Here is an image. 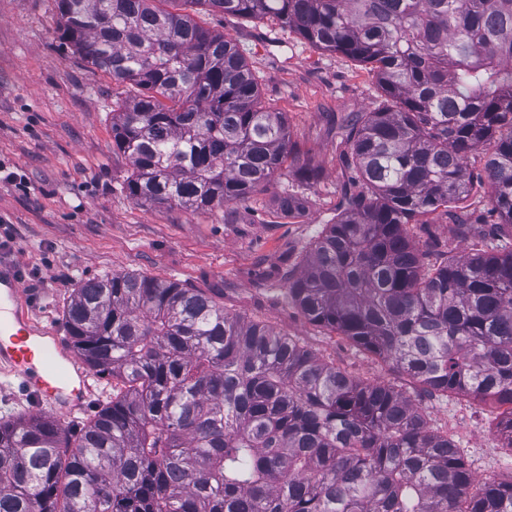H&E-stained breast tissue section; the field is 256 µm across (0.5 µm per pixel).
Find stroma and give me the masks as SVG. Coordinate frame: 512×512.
I'll return each instance as SVG.
<instances>
[{
  "label": "stroma",
  "instance_id": "stroma-1",
  "mask_svg": "<svg viewBox=\"0 0 512 512\" xmlns=\"http://www.w3.org/2000/svg\"><path fill=\"white\" fill-rule=\"evenodd\" d=\"M195 19L235 40L259 77L263 105L285 112L299 148L236 224L220 210L136 204L123 187L128 162L112 149V111L124 87L61 38L55 0H0V261L18 268L24 306L41 325L61 330L85 281L125 272L171 279L296 337L356 378L410 389L388 364L310 325L277 281L285 269L301 272L323 225L345 210L344 187L357 172L337 130L351 113L374 108L379 90L369 66L272 20L206 12ZM308 163L319 176L303 183ZM287 189L305 198L294 218L278 209ZM416 403L435 432L463 449L477 479L512 478L496 407L454 394Z\"/></svg>",
  "mask_w": 512,
  "mask_h": 512
}]
</instances>
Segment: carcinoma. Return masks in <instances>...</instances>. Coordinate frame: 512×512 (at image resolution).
I'll use <instances>...</instances> for the list:
<instances>
[{"label":"carcinoma","mask_w":512,"mask_h":512,"mask_svg":"<svg viewBox=\"0 0 512 512\" xmlns=\"http://www.w3.org/2000/svg\"><path fill=\"white\" fill-rule=\"evenodd\" d=\"M56 4L71 47L134 90L112 110V148L142 206L228 209L298 151L236 42L186 9L268 18L370 65L380 98L339 128L363 184L284 297L415 390L504 408L512 448V0ZM475 190L496 222L452 212ZM440 209L472 247L434 239L429 263L409 225ZM64 320L112 397L74 440L45 416L0 419V512H512V480H477L408 391L199 288L106 275L75 289Z\"/></svg>","instance_id":"obj_1"}]
</instances>
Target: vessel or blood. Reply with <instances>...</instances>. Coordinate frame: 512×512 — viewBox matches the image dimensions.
<instances>
[{
    "label": "vessel or blood",
    "instance_id": "obj_1",
    "mask_svg": "<svg viewBox=\"0 0 512 512\" xmlns=\"http://www.w3.org/2000/svg\"><path fill=\"white\" fill-rule=\"evenodd\" d=\"M21 297L14 266L0 263V374L57 415L84 413L92 391L88 368L54 328L29 317Z\"/></svg>",
    "mask_w": 512,
    "mask_h": 512
}]
</instances>
